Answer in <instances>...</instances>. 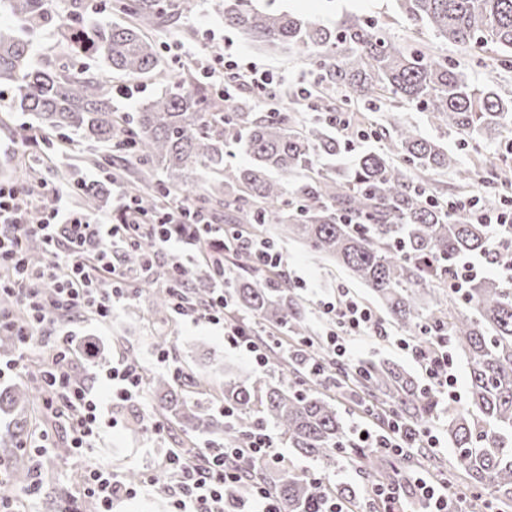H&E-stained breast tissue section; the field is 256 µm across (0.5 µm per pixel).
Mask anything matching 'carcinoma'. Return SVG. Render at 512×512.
I'll use <instances>...</instances> for the list:
<instances>
[{"label": "carcinoma", "mask_w": 512, "mask_h": 512, "mask_svg": "<svg viewBox=\"0 0 512 512\" xmlns=\"http://www.w3.org/2000/svg\"><path fill=\"white\" fill-rule=\"evenodd\" d=\"M414 27L464 49L482 67L512 72V0H397ZM128 25L99 16L96 0H0V13L14 26L0 28V84L13 86L10 109L34 116L35 129L52 143L77 140L105 145L120 162L117 178L132 169L133 187L144 210L162 205L175 191L201 208H224V221L246 235L274 243L265 226L278 224L311 252L343 266L369 289L395 325L416 334L448 336V345L466 357L467 399L443 409L413 377L385 360H370L342 373L352 381L350 397L382 417L393 413L419 426L448 415L443 430L455 450L457 468L476 485H487L501 504L512 502V280L478 278L457 293L448 288V262L482 255L490 229L461 213L448 211L453 200L429 183L428 175L456 169L457 155L415 127L395 119L383 125L370 114L385 101L429 112L465 146L493 141L512 128V96L470 83L452 57L432 43L411 36L399 42L368 20L353 16L324 25L291 14L260 11L253 0H224V26L265 47L310 51L318 71L309 103L322 111L307 124L296 99L278 112L256 111L255 96L232 102L198 83L180 64L171 67L148 31L164 29L173 16L170 0H118ZM82 26L93 39V53L111 71L130 78L152 74L165 90L131 115H118L112 90L100 75L77 67L82 58L71 38ZM56 27L62 51L51 61H34V36ZM346 106L351 125L386 141L380 152L358 154L348 169H324L345 152V138L331 122L335 100ZM250 158L226 164L227 150ZM512 149H502L499 170L483 182L482 203L496 208L512 179ZM301 180L289 186V178ZM105 190L86 185L80 207H101ZM144 238L121 253L136 267L153 253ZM243 270L230 282L235 309L266 321L300 341L308 340L305 305L286 282L253 274L254 263L234 258ZM213 274L184 265L180 283L207 299ZM301 360L280 368L279 381L263 394L246 379L224 381V405L234 418L221 422L186 397L168 374L143 371L158 398L159 412L185 431L208 434L238 445L254 427L273 424L297 454L329 469L336 454L356 447L336 405L319 396L317 379L299 373ZM32 390L13 386L0 394V411L23 432L33 405ZM359 458L378 482L393 481L386 457L365 451ZM251 478L268 483L283 512H315L324 492L351 500L347 485L319 484L293 470L276 474L264 466ZM53 512L69 502L65 490L48 489Z\"/></svg>", "instance_id": "obj_1"}]
</instances>
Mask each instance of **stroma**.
Wrapping results in <instances>:
<instances>
[{
    "label": "stroma",
    "mask_w": 512,
    "mask_h": 512,
    "mask_svg": "<svg viewBox=\"0 0 512 512\" xmlns=\"http://www.w3.org/2000/svg\"><path fill=\"white\" fill-rule=\"evenodd\" d=\"M174 2L176 17L172 25L155 35L164 57L179 59L191 53L203 59L220 48L225 54L255 62L273 75L286 77L290 83L307 85L313 82L314 72L308 51L297 48L286 53L260 50L236 31L225 28L221 0ZM255 3L265 10L286 11L323 24L358 15L385 28L398 40L404 39L409 28L395 0H255ZM11 96V89L0 85V145L7 148L6 153L0 155V180L21 181L24 177L23 164L33 154L43 157L42 176L47 181L63 176L73 182L80 180L111 187V175L95 169L85 146L77 143L65 152L47 146L36 138V130L27 113L6 111L4 101ZM395 116L418 126L423 135L448 149L457 150L460 165L469 171L475 183L494 169L501 144L512 140V129H509L502 132L499 140L483 142L461 151L445 127L432 122L425 113L403 107L396 110ZM277 241L286 259L288 274L304 282L299 295L307 304L308 320L314 334L321 336L329 332L330 327L320 316L318 304L333 296L337 289H347L363 303H370L371 298L364 286L352 280L345 269L313 255L299 241L287 235H278ZM158 289V284H150L148 291L134 294L120 303L112 323L108 325L100 324L90 316L75 323L60 321L61 331L73 332L77 337H97L104 348L101 359L96 363V376L91 379V386H101L104 371L133 351L147 368L157 372H168L173 365L181 368L191 379L185 388L186 394L220 418L224 415V381L227 377L245 378L261 386L276 376L277 364L259 369L247 356L225 345L222 327L203 322L194 324L174 316L164 323L157 321L152 301ZM163 336L170 340L168 348L174 358L170 366L155 362V354L161 346L159 339ZM155 405L156 398L149 392L145 397L113 406L112 425L104 429L98 447L89 450L87 455L75 454L65 461L53 455L46 456V473L56 486L67 490L71 487V473L90 457L104 459L120 472L136 469L145 473L158 467L168 449L180 447L183 442H192L199 448L210 443L209 435H192L176 424L168 425L164 434H154L147 428L146 418L153 413Z\"/></svg>",
    "instance_id": "1"
}]
</instances>
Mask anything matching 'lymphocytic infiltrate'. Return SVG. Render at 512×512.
I'll list each match as a JSON object with an SVG mask.
<instances>
[{"label": "lymphocytic infiltrate", "instance_id": "f902f5d3", "mask_svg": "<svg viewBox=\"0 0 512 512\" xmlns=\"http://www.w3.org/2000/svg\"><path fill=\"white\" fill-rule=\"evenodd\" d=\"M202 68L227 93L246 87L263 97L278 85L275 77L256 63H244L221 53L205 59ZM44 190L54 198V207L39 206L37 196L24 184L0 181V267L9 271L8 276L0 278V295H9L15 304L14 310L0 309V335L6 333L16 338L14 355L0 360V379L26 377L31 351L51 346L49 358L39 368L40 395L44 408L68 422L72 448L94 447L112 402L139 395L143 389L142 375L140 365L125 360L105 371L106 390L75 382L71 376L73 364L88 361L91 350L74 347L72 337L59 335L58 323L85 314L111 320L116 304L131 297L132 284L151 280L153 265L132 272L119 262L116 254L121 247L137 244L143 235L153 234L158 252L168 255V276L162 287L173 301L174 315L194 323L223 326L224 340L230 347L250 354L257 367L267 366L266 352L256 342L250 326L227 318L232 300L223 289L228 276L224 256L245 247L253 252L256 267L279 270L286 265L282 252L242 232L224 230L213 224L204 210L174 195L166 207L150 215L120 189L115 194V215L92 220L67 207L71 187L48 184ZM454 207L475 223L490 226L492 233L489 254L449 262V287L466 288L491 267L511 277L512 198L490 209L473 195L455 202ZM185 226L192 228L199 245L198 256L214 267L219 283L214 296L200 305L186 300L178 281L182 256L167 252L172 243L180 240V230ZM34 239L43 243L44 258L41 266L32 270L26 261V251ZM319 311L335 326L326 336L335 360L350 359L348 337L366 335L392 340L405 357L418 365L426 390L435 392L447 403H459L446 336L433 334L424 343L391 338L370 309L341 289L321 300ZM423 443L436 448L440 439L430 429L393 416L379 430L367 432L357 440L359 447L393 457L406 455ZM277 459L273 437L266 427L259 426L249 432L238 448L212 442L200 450L198 458L191 460L180 449H170L161 469L172 482L174 512H281L278 496L262 483L247 481L245 476L249 464H269ZM78 477L82 496L66 512H81L86 502L94 505L95 512H112L114 500L132 499L143 491L142 485L127 484L109 464L98 460L84 465Z\"/></svg>", "mask_w": 512, "mask_h": 512}]
</instances>
